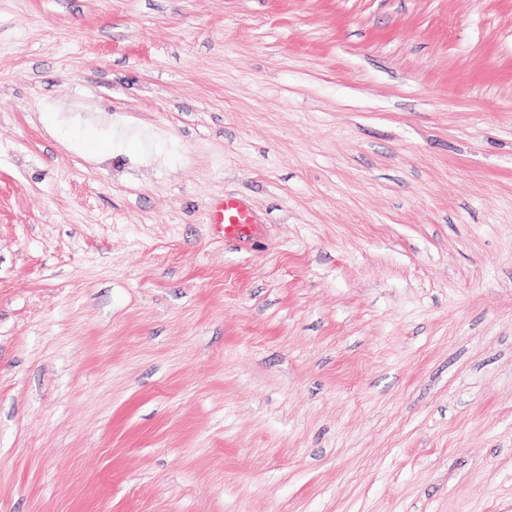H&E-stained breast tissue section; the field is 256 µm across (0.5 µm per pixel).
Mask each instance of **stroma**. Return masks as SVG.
<instances>
[{
	"label": "stroma",
	"instance_id": "stroma-1",
	"mask_svg": "<svg viewBox=\"0 0 512 512\" xmlns=\"http://www.w3.org/2000/svg\"><path fill=\"white\" fill-rule=\"evenodd\" d=\"M0 512H512V0H0ZM210 224H214L225 242L249 240L260 230L258 217L251 205L234 196H224L213 202Z\"/></svg>",
	"mask_w": 512,
	"mask_h": 512
}]
</instances>
